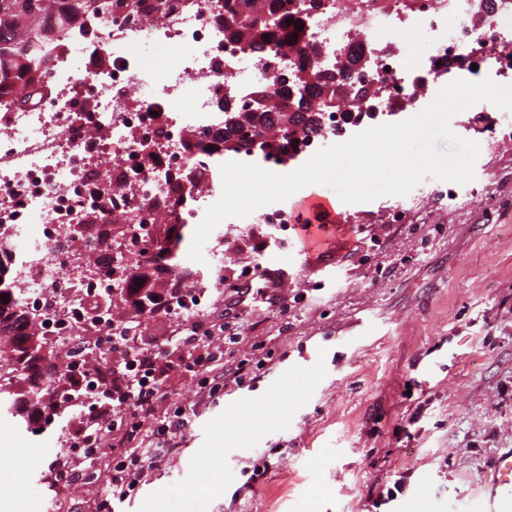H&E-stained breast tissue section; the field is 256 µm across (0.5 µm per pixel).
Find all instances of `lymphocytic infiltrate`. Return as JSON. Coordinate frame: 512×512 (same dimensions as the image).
I'll return each mask as SVG.
<instances>
[{
    "label": "lymphocytic infiltrate",
    "instance_id": "lymphocytic-infiltrate-1",
    "mask_svg": "<svg viewBox=\"0 0 512 512\" xmlns=\"http://www.w3.org/2000/svg\"><path fill=\"white\" fill-rule=\"evenodd\" d=\"M258 278L263 283L262 288H243L239 299L227 300L229 314L224 323H210L202 330L194 327L186 330L185 334L168 337L166 346L138 351L139 364L150 376L151 383L146 386L128 379L118 391L117 405L128 411L131 425L124 433L112 437L110 484L107 490L95 497L94 512H116L143 476L158 466L166 449L176 447L189 428L190 420L182 408L163 405L161 379L168 369L165 361L168 348L202 342L206 348L205 355L186 363L184 370L197 378L201 385H209L211 369L218 361L216 347H231L242 339L244 317L237 309L238 301L248 302L266 296L268 288L275 284L268 273H259Z\"/></svg>",
    "mask_w": 512,
    "mask_h": 512
}]
</instances>
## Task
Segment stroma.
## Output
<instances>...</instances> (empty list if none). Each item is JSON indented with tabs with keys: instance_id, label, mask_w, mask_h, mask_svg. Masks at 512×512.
Returning <instances> with one entry per match:
<instances>
[{
	"instance_id": "obj_1",
	"label": "stroma",
	"mask_w": 512,
	"mask_h": 512,
	"mask_svg": "<svg viewBox=\"0 0 512 512\" xmlns=\"http://www.w3.org/2000/svg\"><path fill=\"white\" fill-rule=\"evenodd\" d=\"M111 63L92 35L57 61L79 80ZM480 107L450 120L480 146L455 206L432 177L403 196L405 224L387 223L391 195L342 204L341 234L309 255L295 239L276 252L260 212L223 220L238 239L222 277L252 258L307 297L286 319L271 300L249 309L236 353L274 351L254 382L211 395L170 373L166 402L191 426L123 512H479L493 457L512 448V149L490 137L512 116ZM77 416L36 435L0 417V512H93L92 489L50 487L58 459L85 466L67 449ZM262 460L272 469L251 483Z\"/></svg>"
}]
</instances>
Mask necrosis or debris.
Wrapping results in <instances>:
<instances>
[{"mask_svg": "<svg viewBox=\"0 0 512 512\" xmlns=\"http://www.w3.org/2000/svg\"><path fill=\"white\" fill-rule=\"evenodd\" d=\"M300 6L308 11L312 62L359 57L352 80L375 93L351 104L349 119L326 111L318 132L298 135L294 157H311L330 140H348L356 125L410 118L453 80L488 77L503 85L512 79V0H503L479 25L471 20L469 0H323L316 10L301 0ZM222 10L221 0H184L173 13L125 7L101 13L95 32L112 58L110 69L81 89L74 87L72 75H64L65 92L39 110L0 101V230L9 231L0 247L11 250L17 239L27 240L16 280L39 335L66 343L85 337L83 355L69 362L70 372L82 380L85 400L96 399L102 390L93 355L122 357L126 351L110 335L115 313L96 322L87 313L88 299L107 283L71 243V231L93 218L101 223L121 218L130 230L115 249L123 258L133 257L141 225L163 223L157 202L176 190L181 193L179 219L200 223L205 198L183 174L192 166L206 168L214 185L221 179V162L190 154L187 132L214 129L219 99L235 97L246 109L253 85L292 84L302 62L295 51L270 47L266 64L242 70L250 49L245 42L225 39ZM148 36L185 48L181 68H145L139 49ZM421 39L431 48L418 58L408 45ZM86 92L95 101L89 110L82 105ZM152 144L159 146L161 162L150 158ZM96 158L111 160L125 182L90 179L87 168Z\"/></svg>", "mask_w": 512, "mask_h": 512, "instance_id": "necrosis-or-debris-1", "label": "necrosis or debris"}]
</instances>
